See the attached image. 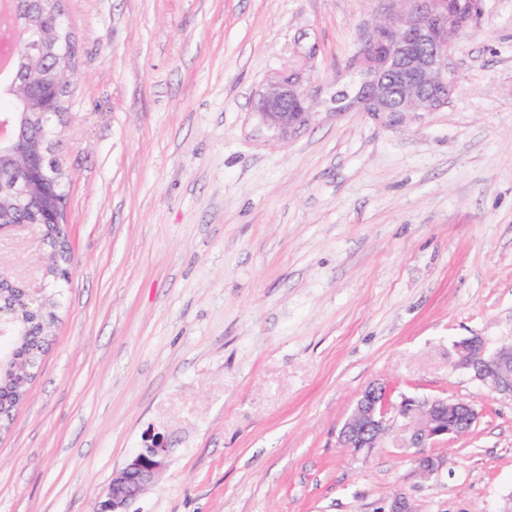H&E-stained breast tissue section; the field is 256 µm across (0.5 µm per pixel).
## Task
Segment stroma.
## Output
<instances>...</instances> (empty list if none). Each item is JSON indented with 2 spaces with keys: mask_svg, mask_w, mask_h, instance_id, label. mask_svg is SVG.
Instances as JSON below:
<instances>
[{
  "mask_svg": "<svg viewBox=\"0 0 512 512\" xmlns=\"http://www.w3.org/2000/svg\"><path fill=\"white\" fill-rule=\"evenodd\" d=\"M78 43L54 154L73 261L0 434V512H93L147 437L129 512H512V399L454 344L512 343V0H485L435 112L331 111L390 0H61ZM312 66L291 138L253 102ZM34 231L0 273L46 279ZM474 403L421 479L403 426L341 447L359 393Z\"/></svg>",
  "mask_w": 512,
  "mask_h": 512,
  "instance_id": "obj_1",
  "label": "stroma"
}]
</instances>
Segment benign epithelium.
<instances>
[{"label":"benign epithelium","mask_w":512,"mask_h":512,"mask_svg":"<svg viewBox=\"0 0 512 512\" xmlns=\"http://www.w3.org/2000/svg\"><path fill=\"white\" fill-rule=\"evenodd\" d=\"M22 15L35 20L31 30L36 36L38 55L29 58L27 73L15 79L11 94L35 114L56 116L61 89L73 85L74 67L62 72L55 67H42L41 61L56 56L59 43L75 35L56 0H10L7 36L16 59L23 39V28L17 19ZM388 17L386 25L371 22L367 26L362 53L368 65L350 76V109L366 112L367 104L371 103L376 114L387 110L386 87L380 73L398 50L402 52L399 70L404 74V85L408 88L426 85L433 89V95L419 99L416 108L406 104L403 108L434 112L438 97L450 96L457 88L452 50L471 19L460 17L445 0H394ZM310 84L311 81L300 76L288 80L286 70L272 77L256 98L255 111L261 124L281 137L308 126L316 115V96ZM46 152L48 148L42 139L24 132L13 117L0 119V162H7L5 170L0 172V197H14L16 185L22 184L24 196L39 209L44 227L50 232L52 225L60 220L43 174ZM455 351V369L467 372L497 394L512 398V344L490 351L483 338L474 335L456 342ZM400 418L413 422L409 447L416 449L417 473L428 477L437 475L443 463L426 449L455 436L460 423L474 425L479 412L469 402L448 398L416 400L404 396L395 404L386 387L374 383L360 393L342 425L339 442L356 452H368L389 434ZM166 456L167 448L158 438L138 449L127 460L121 474L112 479L95 512H129V504L164 467Z\"/></svg>","instance_id":"7a95c632"}]
</instances>
